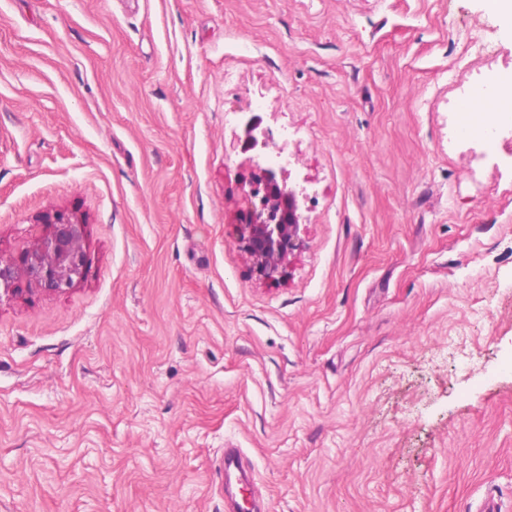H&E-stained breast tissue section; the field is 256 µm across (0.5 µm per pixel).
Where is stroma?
Returning a JSON list of instances; mask_svg holds the SVG:
<instances>
[{"instance_id": "1", "label": "stroma", "mask_w": 512, "mask_h": 512, "mask_svg": "<svg viewBox=\"0 0 512 512\" xmlns=\"http://www.w3.org/2000/svg\"><path fill=\"white\" fill-rule=\"evenodd\" d=\"M512 76L482 0H0V254L86 224L0 303V512H512ZM288 130L304 248L236 243L250 116ZM480 99L485 104H497L502 95L500 90L492 83L485 84L479 92ZM472 108L477 112H467V103L462 107V112L458 113V130L464 137H475L480 139L486 146L493 145L500 137L502 126L497 123H486L480 112H489L488 119L494 120V111L485 109V104L472 101L469 102ZM474 127L478 131L475 134L466 133V128ZM32 228L19 253L0 260V303L65 293L87 275L86 224L80 218L51 209Z\"/></svg>"}]
</instances>
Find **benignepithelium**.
<instances>
[{"instance_id": "benign-epithelium-1", "label": "benign epithelium", "mask_w": 512, "mask_h": 512, "mask_svg": "<svg viewBox=\"0 0 512 512\" xmlns=\"http://www.w3.org/2000/svg\"><path fill=\"white\" fill-rule=\"evenodd\" d=\"M259 127V119L252 117L242 129L244 150L259 152L254 166L260 183H251L245 193L236 241L258 279L278 282L287 274L290 257L303 247L304 190L287 184L285 166L269 151L267 134ZM88 270L86 224L71 212L48 210L32 225L29 241L19 253L0 260V302L65 293Z\"/></svg>"}]
</instances>
